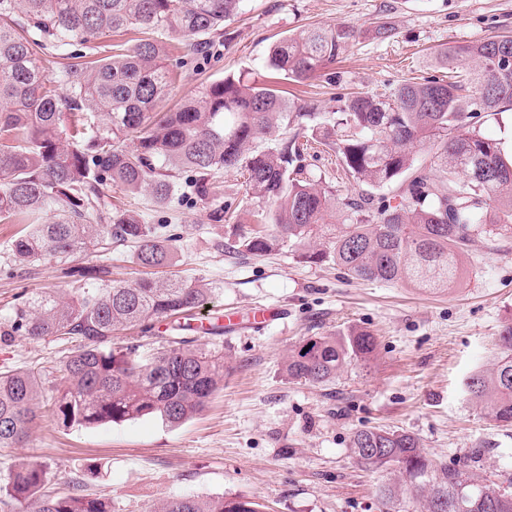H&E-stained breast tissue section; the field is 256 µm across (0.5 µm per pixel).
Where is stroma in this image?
<instances>
[{
    "mask_svg": "<svg viewBox=\"0 0 512 512\" xmlns=\"http://www.w3.org/2000/svg\"><path fill=\"white\" fill-rule=\"evenodd\" d=\"M382 16L395 29L386 39L369 31ZM336 23L353 26L359 36L334 65L335 83L322 77L276 83L325 113L335 111L342 93L387 95L404 81L442 76L435 56L448 45L512 35V0H244L226 34L210 35L206 54L166 36L171 98L195 95L230 74L269 75L273 41ZM304 163L340 194L356 193L328 147L306 151ZM105 202L136 211L144 223L165 225L176 260L144 268L133 247L121 246L81 252L74 265L111 266L118 286L174 278L212 287L199 321L227 312L240 321L232 334L199 339L200 347L223 353L224 387L200 413L173 427L144 417L64 428L39 414L19 447L0 448V477L19 460H36L49 472L50 490L67 491L69 478L84 476L88 492L110 496L115 512H152L160 499L187 494L245 497L262 512H425L408 479L366 467L353 453L356 431L388 428L414 434L435 466L475 457L481 483L512 484V426L484 418L463 391L474 369L495 361L498 336L512 323L511 233L476 239L462 259L461 278L433 293L352 280L337 266L299 262L286 245L246 260L225 253L222 244L255 228L254 214L263 208L246 199L234 173H219L206 197L194 194L183 176L167 204L146 193L130 199L116 189L106 190ZM22 230L0 223V326L22 299L76 294L49 260L37 274L18 275L11 244ZM261 308H283L287 315L261 328L253 323ZM349 328L376 336L370 360L348 366L329 384L289 379L291 350L307 337ZM64 352L59 342L17 336L0 342V369L38 372L48 402L57 394L55 367ZM387 484L397 491L389 503L380 494Z\"/></svg>",
    "mask_w": 512,
    "mask_h": 512,
    "instance_id": "35a3bbf8",
    "label": "stroma"
}]
</instances>
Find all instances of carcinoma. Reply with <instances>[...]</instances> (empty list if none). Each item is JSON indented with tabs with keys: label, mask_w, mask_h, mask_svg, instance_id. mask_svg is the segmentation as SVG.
Segmentation results:
<instances>
[{
	"label": "carcinoma",
	"mask_w": 512,
	"mask_h": 512,
	"mask_svg": "<svg viewBox=\"0 0 512 512\" xmlns=\"http://www.w3.org/2000/svg\"><path fill=\"white\" fill-rule=\"evenodd\" d=\"M243 0H0V220L26 225L11 245L14 261L31 271L44 259L83 283L75 299H24L0 330L8 339L53 338L74 349L60 360L61 385L52 413L65 428L120 424L146 416L170 426L200 412L224 386V357L190 346L195 311L211 288L184 281L143 279L109 284L105 265L76 268L71 258L89 246L135 245L143 267L169 264L173 246L125 210L102 211L104 187L164 204L185 171L206 197L214 176L236 170L246 193L273 205L274 234L234 241L240 254L260 256L284 244L305 263L333 264L353 280L400 282L436 292L461 274V256L474 239L512 232V151L480 134L475 120L512 106V36L451 45L437 53L454 80L405 81L388 96L369 92L336 97L325 116L312 102L287 99L257 77L227 75L183 103L157 111L172 77L165 46L142 39L101 59L71 62L49 74L47 55L75 58L70 48L105 34L139 27L191 41L224 29ZM346 24L314 26L285 36L270 49L268 66L302 82L336 64L356 41ZM284 126L290 137L256 145ZM311 137L330 147L358 186L398 184L394 196L368 190L343 198L311 178L302 164ZM134 141L130 149L124 146ZM416 145L428 147L418 163ZM52 214L44 224L42 215ZM165 322L168 346L148 357L131 344L112 349L115 332L144 334ZM501 353L489 370L471 374L466 392L482 415L512 424V324L500 332ZM376 338L362 328L312 336L288 356V378L314 384L336 380L366 360ZM39 378L31 371L0 372V447L24 441L36 416ZM357 459L393 469L416 491L428 490L427 512H512V491L480 485L468 458L431 467L417 437L401 429H363L352 439ZM46 467L22 461L0 481V507L27 503L33 512H113L112 498L84 493V479L65 494L45 491ZM155 512H261L242 497H167Z\"/></svg>",
	"instance_id": "1"
}]
</instances>
